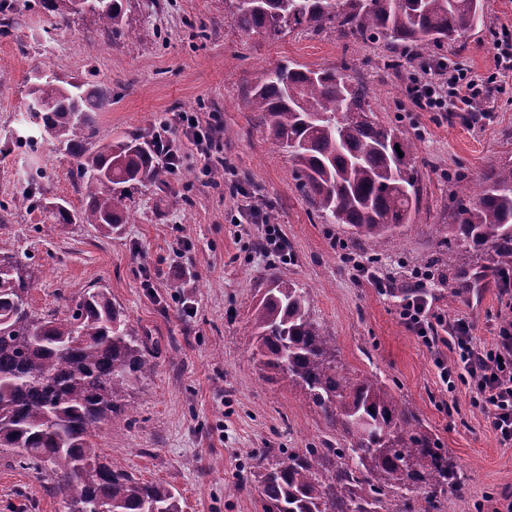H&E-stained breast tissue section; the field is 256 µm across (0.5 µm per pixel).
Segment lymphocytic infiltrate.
I'll return each instance as SVG.
<instances>
[{
    "label": "lymphocytic infiltrate",
    "instance_id": "1",
    "mask_svg": "<svg viewBox=\"0 0 512 512\" xmlns=\"http://www.w3.org/2000/svg\"><path fill=\"white\" fill-rule=\"evenodd\" d=\"M438 71L447 74L449 93L441 94L433 78L414 79L412 90L418 104L433 112L474 111L483 95L482 80L469 76L459 60L450 66L439 65ZM182 137L193 143L208 165H223L224 146L215 138L213 127L198 113L182 112L153 142L156 151L166 159L168 171L179 166L177 143ZM401 315L426 346L446 341L453 356L438 361L441 379L449 385L458 379L465 380L486 410L501 444L512 446V322L502 326L495 347L482 346L470 322L461 319L446 324L442 315L433 311L428 293L421 288L406 295ZM443 330L448 333L444 339L439 336Z\"/></svg>",
    "mask_w": 512,
    "mask_h": 512
}]
</instances>
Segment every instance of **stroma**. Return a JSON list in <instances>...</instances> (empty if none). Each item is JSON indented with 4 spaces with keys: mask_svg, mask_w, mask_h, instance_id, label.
I'll return each instance as SVG.
<instances>
[{
    "mask_svg": "<svg viewBox=\"0 0 512 512\" xmlns=\"http://www.w3.org/2000/svg\"><path fill=\"white\" fill-rule=\"evenodd\" d=\"M0 25V253L35 272L33 311L67 312L90 288L105 289L130 327L145 337L151 371L129 385L124 412L102 424L103 455L136 478L179 494L183 512H263L257 463L275 464L288 449L335 439L305 392L266 378L253 359V315L272 277L313 292L314 318L333 333L338 361L373 375L409 402L446 448L462 484L444 494L448 512H494L512 500V447H504L468 384L448 388L437 354L401 316L405 287L426 277L433 306L448 321L465 319L485 344L512 320V287H499L465 245L448 241L454 201L490 167L512 162V72L499 74L495 43L512 38V0H484V24L437 57L466 62L491 88L479 122L463 112H427L414 100L413 77L425 67L402 49V66L385 68V41L339 30L297 29L272 39L244 34L224 0H130L124 35L91 17L59 21L14 0ZM336 68L366 83L376 118L418 144L419 206L412 223L382 240L378 258L347 227L323 223L292 175V162L244 100L265 70L283 62ZM93 82L110 101L97 117L101 143L129 135L151 140L162 122L197 112L213 124L227 169L210 175L182 142L178 170L161 183L128 188L131 223L110 236L91 224H52L27 208L39 190L48 200L84 204L74 159L58 154L30 122L35 71ZM38 138L36 149L22 137ZM39 182H32L35 170ZM241 191L231 195L227 183ZM250 205L281 229L285 258L261 248L263 229L233 222ZM377 274L370 280L357 264ZM480 277L486 298L473 305L455 292L460 272ZM0 512H70L53 481L37 479L0 447Z\"/></svg>",
    "mask_w": 512,
    "mask_h": 512,
    "instance_id": "stroma-1",
    "label": "stroma"
}]
</instances>
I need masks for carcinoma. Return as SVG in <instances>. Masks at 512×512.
<instances>
[{
  "label": "carcinoma",
  "instance_id": "cac0c4a2",
  "mask_svg": "<svg viewBox=\"0 0 512 512\" xmlns=\"http://www.w3.org/2000/svg\"><path fill=\"white\" fill-rule=\"evenodd\" d=\"M128 2L98 0L86 14L118 32ZM229 8L246 34L333 27L427 52L463 40L483 17L482 0H229ZM29 95L42 134L78 161L88 199L79 211L35 194L32 203L55 224H93L105 237L129 223L128 185L167 173L153 149L138 136L96 144L94 113L109 100L87 82L35 77ZM369 98L365 84L334 69L287 62L259 77L247 104L264 114L323 223L345 225L373 251L411 222L419 194L416 141L377 121ZM448 233L489 264L512 268V164L491 167L458 199ZM34 286L27 263L0 255V446L17 449L36 477L50 474L71 512H182L172 489L136 479L95 442L129 383L152 368L144 338L103 289L61 317L31 309ZM312 306L310 289L276 279L253 316L259 363L304 389L336 430V442L291 451L265 469L264 512H443L437 493L459 481L453 458L382 381L345 372ZM419 483L427 491L411 496Z\"/></svg>",
  "mask_w": 512,
  "mask_h": 512
}]
</instances>
